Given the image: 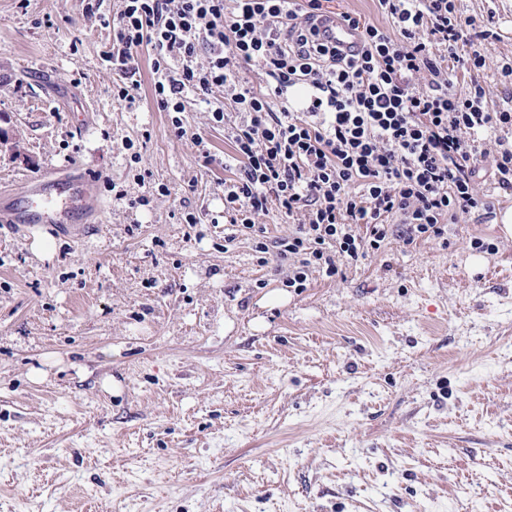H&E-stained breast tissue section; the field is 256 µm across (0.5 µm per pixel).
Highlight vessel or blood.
<instances>
[{
  "label": "vessel or blood",
  "instance_id": "obj_1",
  "mask_svg": "<svg viewBox=\"0 0 512 512\" xmlns=\"http://www.w3.org/2000/svg\"><path fill=\"white\" fill-rule=\"evenodd\" d=\"M321 34L346 54L357 53L361 46L359 30L335 16L318 19ZM100 201L91 180L43 178L29 195L10 208L0 211V222L36 227L42 224H66L81 211L99 207Z\"/></svg>",
  "mask_w": 512,
  "mask_h": 512
}]
</instances>
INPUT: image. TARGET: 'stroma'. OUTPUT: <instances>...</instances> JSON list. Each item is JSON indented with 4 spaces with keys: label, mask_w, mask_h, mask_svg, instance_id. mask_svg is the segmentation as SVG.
<instances>
[{
    "label": "stroma",
    "mask_w": 512,
    "mask_h": 512,
    "mask_svg": "<svg viewBox=\"0 0 512 512\" xmlns=\"http://www.w3.org/2000/svg\"><path fill=\"white\" fill-rule=\"evenodd\" d=\"M456 7L495 19L484 81L512 108V0ZM122 8L0 0V207L49 170L100 171L106 202L0 226V512H512V190L285 287L292 259L216 222L230 93L220 126L188 101L181 139L149 56L135 105L113 99L100 20Z\"/></svg>",
    "instance_id": "35a3bbf8"
}]
</instances>
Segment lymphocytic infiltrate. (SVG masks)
<instances>
[{
	"mask_svg": "<svg viewBox=\"0 0 512 512\" xmlns=\"http://www.w3.org/2000/svg\"><path fill=\"white\" fill-rule=\"evenodd\" d=\"M388 25H360L362 51L341 54L316 26L321 0H124L103 60L116 76L112 95L134 103L139 56L148 53L153 101L184 136L188 95L206 100L224 123L216 89L232 92L242 114L231 138L239 177L224 187L238 231L265 236L255 218L276 208L305 220L272 246L292 256L286 286L303 289L311 269L338 272L337 258L443 237L442 216L483 207L476 166L492 147L498 184L512 188V110L494 104L482 76L495 33L473 31L455 0H379ZM478 43L461 50L469 35ZM470 78L453 91L439 77L435 47ZM257 67L261 92L245 87L242 66ZM400 215L398 226L389 218ZM361 224L365 234L353 232Z\"/></svg>",
	"mask_w": 512,
	"mask_h": 512,
	"instance_id": "f902f5d3",
	"label": "lymphocytic infiltrate"
}]
</instances>
